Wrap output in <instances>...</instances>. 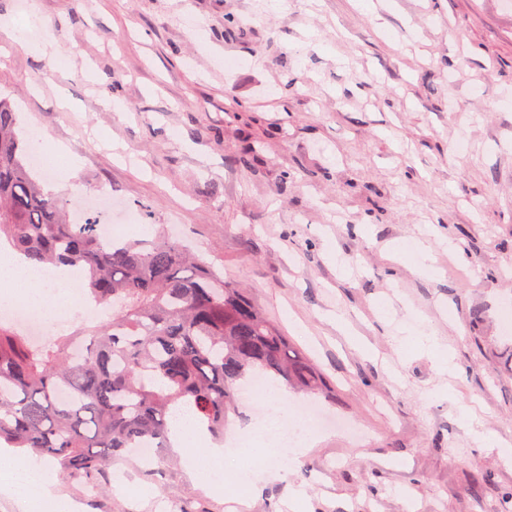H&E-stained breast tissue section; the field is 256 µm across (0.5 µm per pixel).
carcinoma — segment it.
<instances>
[{"label":"carcinoma","mask_w":512,"mask_h":512,"mask_svg":"<svg viewBox=\"0 0 512 512\" xmlns=\"http://www.w3.org/2000/svg\"><path fill=\"white\" fill-rule=\"evenodd\" d=\"M17 128L1 99L0 240L39 268H79L83 294L112 319L40 344L0 323L1 448L91 481L146 442L166 447L179 406L222 438L238 389L257 376L306 394L326 389L244 289L167 225L119 243L91 218L71 219V201L39 184Z\"/></svg>","instance_id":"cac0c4a2"}]
</instances>
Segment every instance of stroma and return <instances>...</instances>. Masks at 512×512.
Listing matches in <instances>:
<instances>
[{
    "instance_id": "35a3bbf8",
    "label": "stroma",
    "mask_w": 512,
    "mask_h": 512,
    "mask_svg": "<svg viewBox=\"0 0 512 512\" xmlns=\"http://www.w3.org/2000/svg\"><path fill=\"white\" fill-rule=\"evenodd\" d=\"M32 39L0 42V98L42 151L77 164L43 179L100 191L142 229L179 224L324 374L321 404L356 424L289 464L253 434L240 512H512V7L505 0H31ZM253 146L260 162L240 161ZM421 243L436 258L419 273ZM343 315L344 326L334 318ZM440 338L453 373L421 334ZM474 407L465 418L461 405ZM145 476L119 461L71 512H228L173 448ZM491 484L473 489L474 472Z\"/></svg>"
}]
</instances>
